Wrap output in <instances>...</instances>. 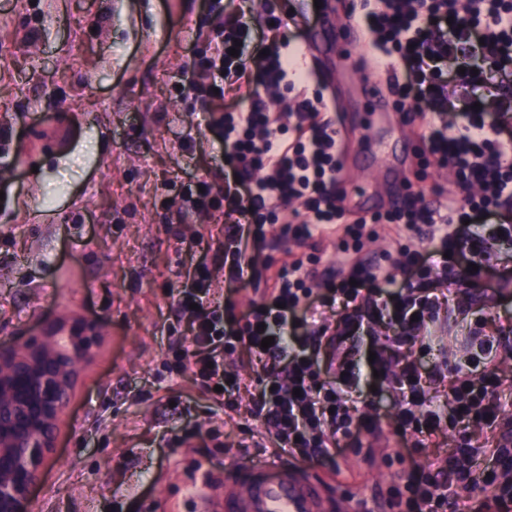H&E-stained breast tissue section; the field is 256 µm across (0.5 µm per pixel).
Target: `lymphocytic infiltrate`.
Listing matches in <instances>:
<instances>
[{"mask_svg": "<svg viewBox=\"0 0 512 512\" xmlns=\"http://www.w3.org/2000/svg\"><path fill=\"white\" fill-rule=\"evenodd\" d=\"M362 29L381 72L391 73L392 90L411 93L404 121L419 138L418 162L411 170L421 181L426 167L446 171L432 200L362 215L346 210L343 148L348 138L337 124L332 100L308 87L304 42L262 35L255 50L231 55L248 35L245 8L233 22L215 29L203 77L190 78L181 91L203 101L230 93L240 110L206 113L205 123L224 150L223 185L188 182L178 206L197 212H224V277L257 284L260 248L282 238L308 247L307 255L288 253L259 300L237 315L232 302H210L211 277L199 264L189 288L175 301L178 321L191 331L189 344L175 356L190 365L207 390H219L228 412L237 411L243 381L224 369L226 358L246 348L260 363L264 379L250 408L278 451L306 461L330 460L351 431L379 439L375 415L364 412L356 395L360 362L345 355L322 365L321 353L372 335L375 326L393 330L384 344H371V364L399 397L393 419L397 433L425 445L444 431L460 433L465 449L492 463L487 475L470 462L452 461L434 470L409 467L388 500L391 512H471L463 489L480 485L481 512H512V414L497 396L498 374L490 359L501 340L472 334L477 348L444 391L428 393L412 346L439 321L450 298L466 302L490 271L484 257L492 244L512 246V85L498 81L512 70V0H360ZM459 68L455 84L440 81L444 68ZM485 74L480 109L455 111L469 99L468 86ZM293 93L289 114L270 111L269 99ZM391 225L395 240L421 234L428 251L402 249L387 265L366 262L362 254L376 225ZM336 246L342 260L328 290L313 299L310 283ZM467 266L457 275L451 264ZM270 347H262L265 337ZM481 423L497 435L494 447L468 433Z\"/></svg>", "mask_w": 512, "mask_h": 512, "instance_id": "obj_1", "label": "lymphocytic infiltrate"}]
</instances>
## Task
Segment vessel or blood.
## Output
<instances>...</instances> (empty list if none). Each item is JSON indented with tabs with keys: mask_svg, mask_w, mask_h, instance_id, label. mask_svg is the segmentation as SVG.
<instances>
[{
	"mask_svg": "<svg viewBox=\"0 0 512 512\" xmlns=\"http://www.w3.org/2000/svg\"><path fill=\"white\" fill-rule=\"evenodd\" d=\"M327 37L341 50L359 38L348 23L327 22ZM348 500L339 496L319 476L314 466L282 459L264 462L242 459L224 471V492L205 499L200 512H350Z\"/></svg>",
	"mask_w": 512,
	"mask_h": 512,
	"instance_id": "vessel-or-blood-1",
	"label": "vessel or blood"
}]
</instances>
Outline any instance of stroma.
<instances>
[{
	"label": "stroma",
	"mask_w": 512,
	"mask_h": 512,
	"mask_svg": "<svg viewBox=\"0 0 512 512\" xmlns=\"http://www.w3.org/2000/svg\"><path fill=\"white\" fill-rule=\"evenodd\" d=\"M348 0H257L246 20L283 15V32L312 34L317 14L344 17ZM233 0H0V132L20 163L0 173V341H14L59 316L97 323L103 339L83 363L56 447L33 492L31 512H195L191 491L205 477L224 485L238 457L269 459L250 413L260 369L240 366L248 390L238 414L173 367L174 303L188 273L206 262L216 301L245 313L253 289L224 281L222 212L166 208L165 186L211 180L221 149L200 102L174 89ZM316 65L350 128L344 176L350 194L384 210L396 194L390 170L413 165L409 129L383 121L365 92L372 62L355 70L335 55ZM193 137V152L181 143ZM469 307L442 313L418 362L426 383L449 374V353H469L474 320L512 319V250L496 253ZM361 400L389 436L366 460L344 441L337 493L385 501L401 461L431 468L459 457L456 437L411 449L394 435L396 393L363 373Z\"/></svg>",
	"instance_id": "stroma-1"
}]
</instances>
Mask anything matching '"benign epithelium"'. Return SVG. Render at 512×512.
<instances>
[{
  "label": "benign epithelium",
  "instance_id": "benign-epithelium-1",
  "mask_svg": "<svg viewBox=\"0 0 512 512\" xmlns=\"http://www.w3.org/2000/svg\"><path fill=\"white\" fill-rule=\"evenodd\" d=\"M100 341L95 323L54 319L22 341L0 345V512H30L79 365Z\"/></svg>",
  "mask_w": 512,
  "mask_h": 512
}]
</instances>
